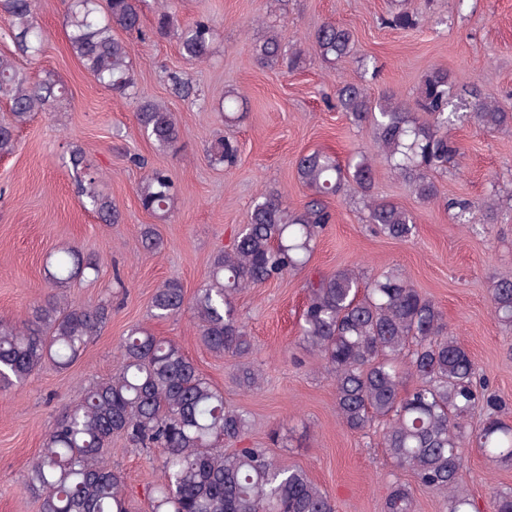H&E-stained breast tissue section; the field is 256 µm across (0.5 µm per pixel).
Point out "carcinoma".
<instances>
[{"instance_id":"obj_1","label":"carcinoma","mask_w":512,"mask_h":512,"mask_svg":"<svg viewBox=\"0 0 512 512\" xmlns=\"http://www.w3.org/2000/svg\"><path fill=\"white\" fill-rule=\"evenodd\" d=\"M71 53L104 88L136 100L138 128L160 148L181 137L175 114L143 95L133 67V47L118 32L140 28L138 0H65ZM0 17L20 55L36 58L43 37L34 0H0ZM214 29L198 20L181 33V54L207 58ZM312 49L326 63L350 55V30L323 24ZM258 61L288 58L295 67L301 51L285 50L275 34L256 50ZM65 87L48 75L33 83L12 57L0 56V98L9 101L11 120L0 122V156L16 146L15 131L61 98ZM469 111L457 113L455 87L442 68L423 77L410 102L392 95L375 100L352 82L337 86L340 109L359 127H369L374 151L408 181L422 200L436 196L434 174L460 156L449 131L471 122L495 131L512 127V112L497 101L471 93ZM240 111L239 97L224 96V121ZM236 146L219 138L205 149L209 163L231 164ZM83 206L104 224H117L120 213L97 188L83 152H71ZM299 179L310 191L301 209L274 194L253 202L248 222L231 244L213 256L203 287L186 299L178 278L166 280L153 294L151 315L168 319L188 311L198 323L200 342L211 352L238 360L236 381L252 390L261 374L249 361L252 343L240 321L234 297L246 289L306 267L332 214L327 199L349 188L361 194L366 221L375 230L408 241L416 232L413 214L372 193L371 157L358 153L343 164L313 151L297 164ZM144 211L160 221L170 217L177 186L167 170L153 168L138 184ZM497 193L473 202L448 200L461 224L495 221ZM45 277L51 292L24 320L0 322V386L20 383L45 361L66 368L98 335L112 314L107 303L75 305L61 289L98 272L97 258L76 249L49 255ZM300 332L333 376L336 413L355 433L381 429L382 445L393 466L412 474L422 487L448 499V512H480L463 488L462 449L478 448L491 460L512 464V424L502 415L506 401L489 392L475 362L453 336L436 304L394 271L366 278L340 269L307 284ZM495 322L512 330V278L492 281ZM247 412L224 402V392L205 377L174 342L145 327H133L120 342L112 376L86 387L50 427L25 480L39 501V512H128L123 473L110 465L112 436L123 435L134 449L160 448L164 457L149 485L148 512H335L331 497L296 466H286L265 448H224L249 429ZM384 512H414L410 486L395 483ZM491 512H512V489L498 491Z\"/></svg>"}]
</instances>
